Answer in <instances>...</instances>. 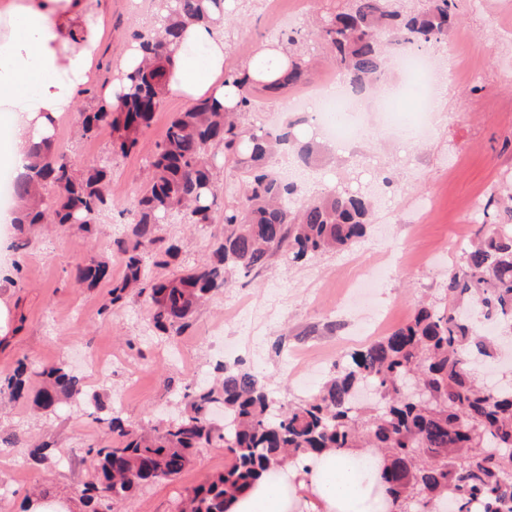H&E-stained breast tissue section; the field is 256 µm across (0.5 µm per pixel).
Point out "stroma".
Wrapping results in <instances>:
<instances>
[{
  "label": "stroma",
  "instance_id": "obj_1",
  "mask_svg": "<svg viewBox=\"0 0 512 512\" xmlns=\"http://www.w3.org/2000/svg\"><path fill=\"white\" fill-rule=\"evenodd\" d=\"M344 3L246 0L235 5L225 27L226 70L238 69L263 43L278 39L279 18L287 13L290 28L300 31L302 48L316 63L311 84L322 82L332 69L309 18L336 12ZM107 9L109 33L98 64L101 85L118 70L133 31L151 20L153 0H107ZM431 54L448 95L428 137L405 148L371 129L345 153L330 154L310 170L290 166L285 157L279 161L309 197L374 187L385 176L397 180L398 192L378 195L366 236L350 249L302 263L274 258L259 276L238 279L213 295L194 313L191 328L172 343L154 335L146 303L103 312L108 285L82 287L72 273L77 264L103 256L112 262L113 278L121 277L123 258L114 241L126 227L123 211L139 195L141 170L187 102L166 96L137 150L125 156L113 152L110 131L83 138L76 133V114L59 120L53 140L75 169L109 162L111 200L89 233L68 225L38 227L30 246L17 252L12 234L0 232V270L15 260L21 266L14 284L0 282V302L9 311L0 337V371L21 358L38 369L64 362L79 371L87 397L84 404L64 405L47 416L0 395V429L52 445L50 460L40 465L22 448L0 453V485L11 491L0 512H19L24 497L43 485L79 498L83 484L95 478L89 448L111 443L90 415L96 403L121 412L133 426L162 424L179 408L176 390L191 382L193 372L213 376L226 344L237 347L239 359L263 377L276 400L296 402L313 393L348 353L369 344L362 333L368 319L384 317L395 327L410 318L419 300L440 299L458 249L478 228L468 211L471 201H486L492 187L512 183V0H490L485 10L476 9L474 0H459L457 21ZM223 232L219 222L194 229L178 213L162 226L164 236L182 243L184 265L206 259ZM381 262L388 270L362 305L346 300L345 284ZM78 348L117 354L111 376L80 369ZM224 463L223 449H205L177 476L138 489L120 512H172L177 494L222 472Z\"/></svg>",
  "mask_w": 512,
  "mask_h": 512
}]
</instances>
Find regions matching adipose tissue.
<instances>
[{
	"instance_id": "ef3b65f1",
	"label": "adipose tissue",
	"mask_w": 512,
	"mask_h": 512,
	"mask_svg": "<svg viewBox=\"0 0 512 512\" xmlns=\"http://www.w3.org/2000/svg\"><path fill=\"white\" fill-rule=\"evenodd\" d=\"M107 16L100 0H0V165L22 173L29 155L75 110V90L93 83ZM222 28H185L168 67V94L234 108L225 81ZM310 481L275 468L234 499L228 512H377L370 470L353 455L324 453Z\"/></svg>"
}]
</instances>
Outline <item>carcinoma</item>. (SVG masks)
Here are the masks:
<instances>
[{"instance_id": "obj_1", "label": "carcinoma", "mask_w": 512, "mask_h": 512, "mask_svg": "<svg viewBox=\"0 0 512 512\" xmlns=\"http://www.w3.org/2000/svg\"><path fill=\"white\" fill-rule=\"evenodd\" d=\"M348 0L344 10L318 16L315 24L331 52L330 64L351 90L377 84L385 65L383 44L420 50L443 43L456 22V0ZM164 23L146 40L144 63L127 75L118 111L99 101L79 113L81 135L108 127L112 148L135 149L166 96V65L182 30L191 23L224 25L223 0H156ZM298 32L288 35L290 67L278 82L258 87L235 81L236 110L200 99L170 123L165 138L146 161L143 190L128 210L126 238L115 241L124 274L112 285L104 309L145 298L150 322L160 333L183 335L196 308L230 287L236 274L260 270L275 257L292 263L353 245L366 233L372 204L363 192L332 191L299 201L297 185L268 166L280 153L310 164L320 144L295 133L297 122L265 129L243 121L258 107V92L282 93L307 82L311 65L298 52ZM250 174L238 204L219 202L213 170L218 158ZM17 217L14 249L29 244L36 224H70L85 229L109 199L104 167L81 176L54 142L31 153L26 172L12 183ZM512 193H491L484 229L460 248L448 270L439 302L420 305L409 320L353 353L306 399L285 405L268 392L251 369L220 366L224 378L178 391L182 413L148 430L134 429L110 412L98 421L112 444L97 450L96 480L84 486L87 512L127 499L149 481L167 479L187 467L202 448H222L224 471L181 495L173 512H227L230 498L262 473L298 465L324 452H357L370 459L382 489L381 512H512V382L494 387L475 377L472 360L494 357L493 341L480 333L466 311L477 305L503 336H512ZM222 212L224 235L210 260L165 279L148 274L147 260L166 267L179 247L161 234L168 215L182 212L201 228ZM74 281L90 287L112 279L103 257L75 267ZM20 359L0 373V395L23 400L53 414L63 403L80 404L81 378L63 365L38 372ZM24 448L37 463L49 460V445L16 434L0 446Z\"/></svg>"}]
</instances>
